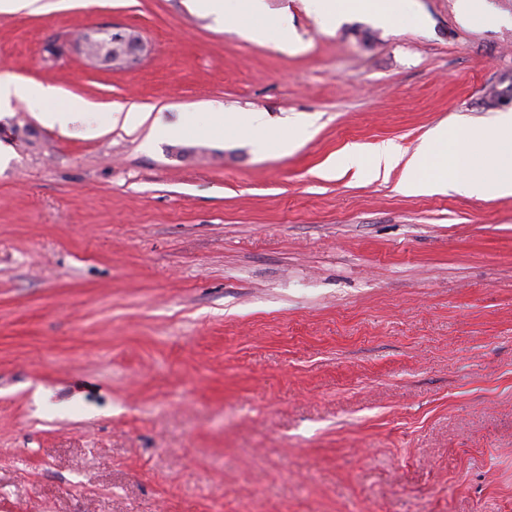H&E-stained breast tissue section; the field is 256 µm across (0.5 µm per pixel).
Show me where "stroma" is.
Returning <instances> with one entry per match:
<instances>
[{
  "instance_id": "1",
  "label": "stroma",
  "mask_w": 512,
  "mask_h": 512,
  "mask_svg": "<svg viewBox=\"0 0 512 512\" xmlns=\"http://www.w3.org/2000/svg\"><path fill=\"white\" fill-rule=\"evenodd\" d=\"M265 3L297 47L194 0L0 13V78L60 101L310 124L281 154L0 106V512H512V196L321 174L512 112V0L392 27ZM100 28L141 61L89 63Z\"/></svg>"
}]
</instances>
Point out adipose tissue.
<instances>
[{
    "instance_id": "1",
    "label": "adipose tissue",
    "mask_w": 512,
    "mask_h": 512,
    "mask_svg": "<svg viewBox=\"0 0 512 512\" xmlns=\"http://www.w3.org/2000/svg\"><path fill=\"white\" fill-rule=\"evenodd\" d=\"M396 0H314L316 11L327 20H334L347 10H362L377 20L388 23L397 15ZM201 9L224 19L235 14L241 22L245 37L258 36L253 22L265 12L263 0H196ZM57 92L49 86H32L11 81H0V102L13 98L36 100L42 107L37 119L44 125L68 130L81 125L84 134L100 133L103 123H122L134 129L148 121L146 112L132 107L127 111L108 113L105 121L90 116L87 103L79 98L57 104ZM154 132L170 137H212L226 132L244 133L260 149L289 152L296 148L307 134L303 125L285 131L271 129L268 120L259 112H239L226 115L209 113L201 123L180 125L154 124ZM492 148L496 165L490 173L475 171V153L478 148ZM324 170L328 173L354 171L356 177L369 180L388 179L399 172L396 189L407 196L427 195L455 191L470 197L488 194L512 195V114L500 117L490 124H461L450 128L444 125L431 130L414 153L403 152L393 142H382L371 147L351 145L329 157Z\"/></svg>"
}]
</instances>
